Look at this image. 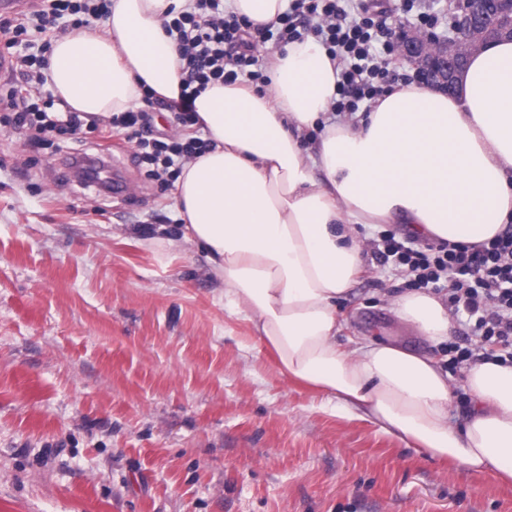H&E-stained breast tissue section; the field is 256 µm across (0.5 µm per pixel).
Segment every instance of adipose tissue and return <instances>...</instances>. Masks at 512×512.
Masks as SVG:
<instances>
[{"instance_id":"obj_1","label":"adipose tissue","mask_w":512,"mask_h":512,"mask_svg":"<svg viewBox=\"0 0 512 512\" xmlns=\"http://www.w3.org/2000/svg\"><path fill=\"white\" fill-rule=\"evenodd\" d=\"M184 0H112L103 21L55 41L54 93L92 115L138 105L144 89L179 98L177 48L162 20ZM287 0H224L270 27ZM270 86L209 84L196 99L213 147L186 164L173 206L183 238L206 253L224 308L248 320L282 374L371 421L406 447L512 483V364L469 367L472 398L448 422V374L423 352L346 336L336 302L366 267L359 224H407L422 238L478 244L512 223V41L472 56L455 93L396 84L367 114L328 120L339 70L311 36L275 51ZM323 123L314 148L305 129ZM390 310L433 345L454 325L444 299L418 290Z\"/></svg>"}]
</instances>
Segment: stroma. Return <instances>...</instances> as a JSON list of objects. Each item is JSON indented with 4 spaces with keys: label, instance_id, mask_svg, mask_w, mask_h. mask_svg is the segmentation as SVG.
<instances>
[{
    "label": "stroma",
    "instance_id": "stroma-1",
    "mask_svg": "<svg viewBox=\"0 0 512 512\" xmlns=\"http://www.w3.org/2000/svg\"><path fill=\"white\" fill-rule=\"evenodd\" d=\"M104 158L132 199L74 177ZM173 188L126 135L62 150L0 129V512H512V486L429 458L282 375ZM164 216L147 245L133 225ZM337 308L350 334L433 349L390 312L408 281L367 256Z\"/></svg>",
    "mask_w": 512,
    "mask_h": 512
}]
</instances>
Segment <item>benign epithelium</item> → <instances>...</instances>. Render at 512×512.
Returning <instances> with one entry per match:
<instances>
[{
	"label": "benign epithelium",
	"mask_w": 512,
	"mask_h": 512,
	"mask_svg": "<svg viewBox=\"0 0 512 512\" xmlns=\"http://www.w3.org/2000/svg\"><path fill=\"white\" fill-rule=\"evenodd\" d=\"M446 11L448 35L405 27L396 47L427 86L448 92L471 56L495 40H512V0H447Z\"/></svg>",
	"instance_id": "7a95c632"
}]
</instances>
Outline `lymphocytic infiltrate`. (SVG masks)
I'll use <instances>...</instances> for the list:
<instances>
[{
  "label": "lymphocytic infiltrate",
  "mask_w": 512,
  "mask_h": 512,
  "mask_svg": "<svg viewBox=\"0 0 512 512\" xmlns=\"http://www.w3.org/2000/svg\"><path fill=\"white\" fill-rule=\"evenodd\" d=\"M111 6L112 0H37L22 15H0V49L11 59L13 76L0 125L29 127L59 140L83 128L128 132L136 140L141 161L149 165L150 176L177 179L186 162L210 148L208 140L192 133L198 122L197 97L214 82L259 80L256 52L266 31L225 14L224 0H193L163 21L178 49L179 99H159L148 91L142 107L102 118L55 111L47 66L30 54V36L41 35L42 51H50L56 21L79 29L90 19L108 16ZM391 13L388 0H292L278 19V42L284 46L301 39L302 27L311 26L340 69L334 112H355L382 95L389 79L394 54ZM157 112L169 113L188 130V137L175 139L154 131ZM369 245L376 259L393 263L410 276L414 287L447 291L449 310L470 321L469 334L448 345L451 372L482 360L512 362V225L493 239L472 245L442 242L418 247L388 229L379 231Z\"/></svg>",
  "instance_id": "lymphocytic-infiltrate-1"
}]
</instances>
